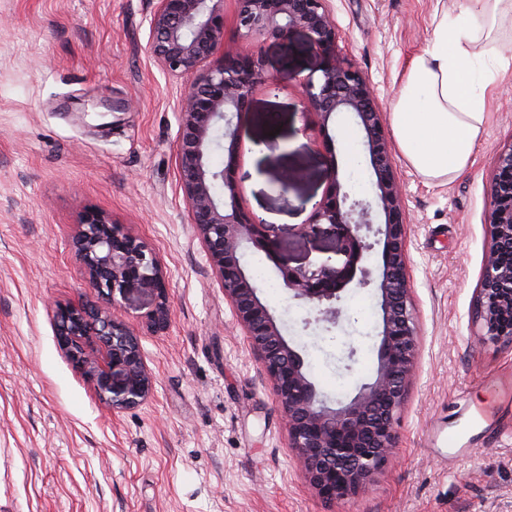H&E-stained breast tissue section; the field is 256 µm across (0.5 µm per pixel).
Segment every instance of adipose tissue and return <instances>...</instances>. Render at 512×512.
I'll return each instance as SVG.
<instances>
[{
	"label": "adipose tissue",
	"instance_id": "ef3b65f1",
	"mask_svg": "<svg viewBox=\"0 0 512 512\" xmlns=\"http://www.w3.org/2000/svg\"><path fill=\"white\" fill-rule=\"evenodd\" d=\"M510 13L512 0H473L453 19L447 9L435 11L427 46L412 60L391 112L399 149L423 178L450 182L469 168L493 93L480 62L512 68L494 38Z\"/></svg>",
	"mask_w": 512,
	"mask_h": 512
}]
</instances>
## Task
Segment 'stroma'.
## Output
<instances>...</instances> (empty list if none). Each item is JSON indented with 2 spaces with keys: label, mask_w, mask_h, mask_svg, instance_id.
Instances as JSON below:
<instances>
[{
  "label": "stroma",
  "mask_w": 512,
  "mask_h": 512,
  "mask_svg": "<svg viewBox=\"0 0 512 512\" xmlns=\"http://www.w3.org/2000/svg\"><path fill=\"white\" fill-rule=\"evenodd\" d=\"M157 0H0V512H512V402L467 427L492 378L512 380V346L480 345L470 305L487 241L485 191L496 152L512 142V70L496 74L490 116L470 168L424 180L396 156L409 218V275L420 337L416 374L397 422L398 458L359 496L325 502L303 480L273 384L237 326L180 188L181 79L148 51ZM348 57L391 112L407 63L425 47L435 0H330ZM224 34L262 55L278 90L257 88L232 164L239 202L264 218L273 252L249 249L256 282L306 373L328 400L373 377L374 285L349 284L338 327L307 323L279 264L330 256L297 227L335 165L350 199L372 200L365 147L349 154L351 114L304 118L300 82L321 59L294 32L288 47L240 38L234 0ZM134 102L124 113L106 102ZM288 175L289 193L278 180ZM125 225L167 271L170 322L147 331L149 297L113 313L136 333L155 384L115 412L61 354L56 307L91 300L72 238L86 211ZM461 431L456 445L448 434Z\"/></svg>",
  "instance_id": "obj_1"
}]
</instances>
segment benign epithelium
<instances>
[{"label":"benign epithelium","mask_w":512,"mask_h":512,"mask_svg":"<svg viewBox=\"0 0 512 512\" xmlns=\"http://www.w3.org/2000/svg\"><path fill=\"white\" fill-rule=\"evenodd\" d=\"M329 0H237V22L244 37L273 40L288 47L295 31L306 36L322 59L318 79L302 82L307 108L326 120L334 113L354 115L365 134L375 176V204L384 215L376 280L364 266L372 244L371 205L356 201L342 210L337 194L315 204L299 232L335 241V258L303 267L280 266L284 288L311 305L314 321L339 324L340 292L354 278L375 282L380 299L377 368L373 379L336 406L322 399L304 370L302 355L281 328L246 272L242 257L252 246L268 249L267 223L245 212L229 169L209 165L214 132L234 138L233 120L254 89H276L259 58L242 54L224 37V0H158L149 18V49L171 75L185 82L179 101L178 156L181 189L192 223L218 274L232 315L273 379L298 467L324 498L346 500L365 490L397 450L396 423L415 374L419 335L408 273L407 219L401 185L376 94L366 75L344 54ZM224 185V196L217 185ZM488 239L473 298V336L482 344L512 345V143L497 151L486 189ZM73 248L98 303L57 308L54 334L71 365L114 411L142 405L153 380L130 327L113 317L112 307L133 294L153 297L149 326L168 327L167 277L153 250L141 238L112 223L100 211L87 212L73 237Z\"/></svg>","instance_id":"obj_1"}]
</instances>
